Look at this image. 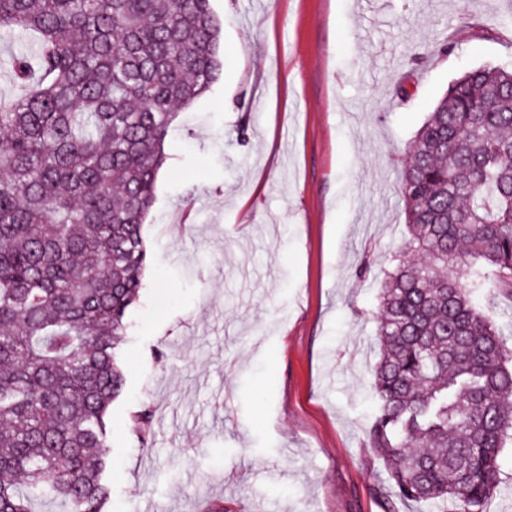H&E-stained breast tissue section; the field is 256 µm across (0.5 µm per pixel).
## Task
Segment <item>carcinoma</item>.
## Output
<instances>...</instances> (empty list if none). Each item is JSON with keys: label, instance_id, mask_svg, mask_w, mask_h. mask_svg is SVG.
Instances as JSON below:
<instances>
[{"label": "carcinoma", "instance_id": "1", "mask_svg": "<svg viewBox=\"0 0 512 512\" xmlns=\"http://www.w3.org/2000/svg\"><path fill=\"white\" fill-rule=\"evenodd\" d=\"M210 0H0V512H104L110 409L164 143L221 82ZM413 249L381 294L371 448L404 499L486 512L512 441V68L453 81L402 160ZM481 305L506 338L507 347L512 348V298L500 293L490 297L489 301L482 300Z\"/></svg>", "mask_w": 512, "mask_h": 512}]
</instances>
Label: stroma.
I'll return each instance as SVG.
<instances>
[{
    "instance_id": "35a3bbf8",
    "label": "stroma",
    "mask_w": 512,
    "mask_h": 512,
    "mask_svg": "<svg viewBox=\"0 0 512 512\" xmlns=\"http://www.w3.org/2000/svg\"><path fill=\"white\" fill-rule=\"evenodd\" d=\"M212 6L224 76L165 141L106 512H435L368 437L381 288L415 258L400 160L454 79L512 67V0Z\"/></svg>"
}]
</instances>
